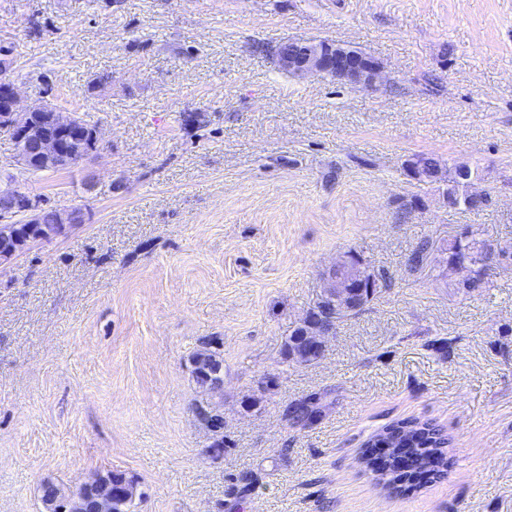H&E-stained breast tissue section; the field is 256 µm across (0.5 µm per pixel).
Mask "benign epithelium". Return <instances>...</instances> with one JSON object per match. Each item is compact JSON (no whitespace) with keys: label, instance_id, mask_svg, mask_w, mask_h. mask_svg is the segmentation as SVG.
<instances>
[{"label":"benign epithelium","instance_id":"7a95c632","mask_svg":"<svg viewBox=\"0 0 512 512\" xmlns=\"http://www.w3.org/2000/svg\"><path fill=\"white\" fill-rule=\"evenodd\" d=\"M276 55L281 70L298 79L326 75L341 83L370 88L382 73L374 57L339 41L302 40L293 42L291 47L284 43L278 46ZM0 132L8 134L16 144L13 159L6 165L0 164V179L9 182V188L0 189V225L14 224L21 215L27 224L38 223L41 203L23 187L21 176L36 169H70L96 153L100 146L99 130L88 129L78 113L57 106L46 90L38 91L27 107H20L18 88L10 80L0 82ZM455 169L468 194H443V200L453 208L469 205L472 196L480 194L477 175L465 164H457ZM405 170L414 180L426 179L438 185L448 181V172L441 164L427 166L415 154L406 159ZM471 236L479 240L483 251L495 257V267H504L507 250L480 239L475 230ZM381 287V280L366 267L361 256L347 252L329 269L324 292L336 294V311L357 312ZM299 329L311 351L322 354L328 330L315 310L305 314Z\"/></svg>","mask_w":512,"mask_h":512}]
</instances>
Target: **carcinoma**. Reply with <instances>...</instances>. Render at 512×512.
Returning <instances> with one entry per match:
<instances>
[{
	"instance_id": "obj_1",
	"label": "carcinoma",
	"mask_w": 512,
	"mask_h": 512,
	"mask_svg": "<svg viewBox=\"0 0 512 512\" xmlns=\"http://www.w3.org/2000/svg\"><path fill=\"white\" fill-rule=\"evenodd\" d=\"M52 225L57 227L58 234L67 233L66 225L61 223V212L54 206L45 207L40 211L39 223L26 224L24 217L17 219V224L0 226L1 234L24 235L26 232H37L40 227ZM469 227H464L453 240L447 244L448 252L456 256L463 249L473 246L468 238ZM437 249L435 241L422 239L408 259L410 271L418 272L426 264L430 255ZM196 365L193 381L203 399L197 406L205 409V416L212 426L210 445L214 456L224 453V413L222 412V395L224 387V359L218 348L206 343L197 348L189 358ZM323 414L321 398L313 397L289 405L285 411V420L292 428H307L315 424ZM450 439L446 431L433 421L405 420L385 427L382 431L370 436L364 443L361 459L365 466L375 473L383 486L390 492L402 495L413 494L420 490L424 476L439 479L448 471L450 459L447 448ZM379 448H389L391 453L407 456L408 466L404 470L395 467L387 456L377 452ZM137 481L124 473L109 471L97 474L86 482L84 490L76 493L64 490L56 483L47 480L42 484V497L49 495L63 499L83 496L95 498L102 493L112 494V512H129L130 504L135 496Z\"/></svg>"
}]
</instances>
